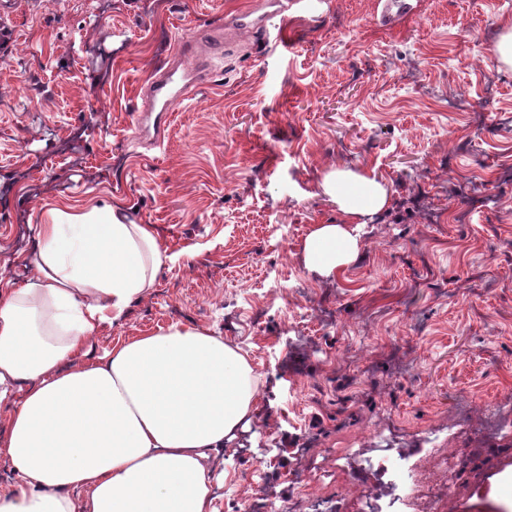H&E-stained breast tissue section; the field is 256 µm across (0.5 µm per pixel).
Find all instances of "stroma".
I'll return each instance as SVG.
<instances>
[{"mask_svg":"<svg viewBox=\"0 0 512 512\" xmlns=\"http://www.w3.org/2000/svg\"><path fill=\"white\" fill-rule=\"evenodd\" d=\"M12 0L0 11V286L48 212L121 205L181 258L103 326L102 356L181 323L241 348L254 421L228 442L215 512L256 495L305 512L288 449L315 433L335 499L368 479L344 444L388 439L428 512H512V65L495 48L512 0ZM224 36L164 137L141 126L148 84L187 36ZM461 96L463 109L449 108ZM334 169L386 181L387 212L334 279L304 239L340 213ZM456 210L462 222L429 223ZM471 447L451 473L438 457Z\"/></svg>","mask_w":512,"mask_h":512,"instance_id":"35a3bbf8","label":"stroma"}]
</instances>
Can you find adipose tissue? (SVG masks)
Masks as SVG:
<instances>
[{"label":"adipose tissue","mask_w":512,"mask_h":512,"mask_svg":"<svg viewBox=\"0 0 512 512\" xmlns=\"http://www.w3.org/2000/svg\"><path fill=\"white\" fill-rule=\"evenodd\" d=\"M322 187L343 219L313 225L303 253L332 277L389 189L352 170L329 171ZM174 260L150 225L111 204L53 210L39 225L30 278L0 293V403L12 406L0 456L14 473L0 512H211L212 455L249 426L256 403L246 355L173 325L83 359Z\"/></svg>","instance_id":"ef3b65f1"}]
</instances>
